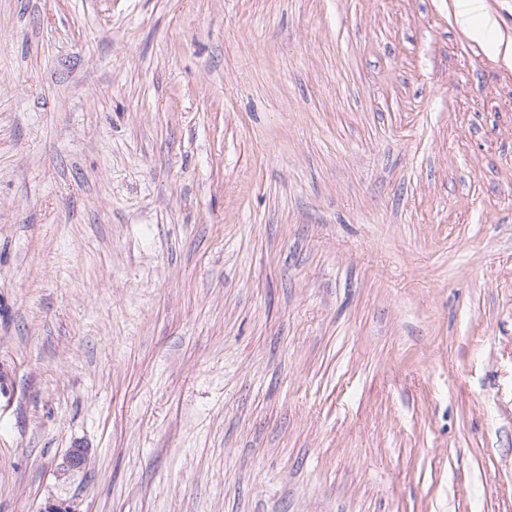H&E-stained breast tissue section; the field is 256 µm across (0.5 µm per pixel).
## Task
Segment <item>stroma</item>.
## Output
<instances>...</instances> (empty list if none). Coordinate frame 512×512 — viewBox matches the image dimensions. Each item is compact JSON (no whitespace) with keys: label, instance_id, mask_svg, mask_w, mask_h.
<instances>
[{"label":"stroma","instance_id":"stroma-1","mask_svg":"<svg viewBox=\"0 0 512 512\" xmlns=\"http://www.w3.org/2000/svg\"><path fill=\"white\" fill-rule=\"evenodd\" d=\"M455 2L0 0V512H512V57Z\"/></svg>","mask_w":512,"mask_h":512}]
</instances>
